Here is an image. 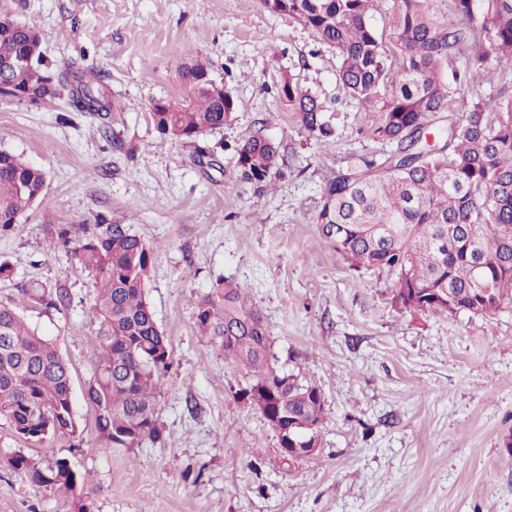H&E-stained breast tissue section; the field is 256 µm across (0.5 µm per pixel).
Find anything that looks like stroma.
Wrapping results in <instances>:
<instances>
[{
	"label": "stroma",
	"instance_id": "stroma-1",
	"mask_svg": "<svg viewBox=\"0 0 512 512\" xmlns=\"http://www.w3.org/2000/svg\"><path fill=\"white\" fill-rule=\"evenodd\" d=\"M0 20L37 28L52 67L79 61L120 107L107 120L64 99L0 96V150L46 174L42 197L0 235V260L13 267L0 302L17 301L27 281L68 288L67 308L18 310L69 363L82 431L75 448L31 443L0 421V461L70 458L90 476L91 512H512V312H403L392 273L351 269L320 234L326 175L382 147L360 135L359 105L310 30L260 0H0ZM196 55L235 110L193 144L160 136L149 105L178 95V72ZM286 73L325 100L329 141L311 139L279 99ZM258 130L285 155L267 193L237 176L234 149ZM201 148L213 165L199 164ZM100 215L157 246L147 297L171 349L161 445L103 451L87 399L94 281L49 240L61 224L81 235ZM219 277L247 287L273 366L320 389L315 457L282 462L276 432L239 396L250 375L199 334L192 301ZM0 512L74 509L0 468Z\"/></svg>",
	"mask_w": 512,
	"mask_h": 512
}]
</instances>
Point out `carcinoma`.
Wrapping results in <instances>:
<instances>
[{"mask_svg": "<svg viewBox=\"0 0 512 512\" xmlns=\"http://www.w3.org/2000/svg\"><path fill=\"white\" fill-rule=\"evenodd\" d=\"M275 14L297 20L338 60L337 77L363 109L360 134L392 146L386 156L352 155L324 181L316 223L321 235L356 270L395 276V304L409 313L484 317L512 309V0H262ZM15 62L6 85L37 104L67 98L77 112L110 113L100 81L76 62L45 64L35 28L0 22V59ZM498 77L487 98L459 110L464 87ZM208 62L194 59L180 76V93L151 113L156 131L194 142L224 128L234 100L211 88ZM279 97L308 135H334L324 103L282 76ZM461 116H456L457 112ZM437 134L434 146L415 136ZM241 180L264 190L284 164L281 144L258 130L235 147ZM46 177L20 156L0 150V234L8 233L40 198ZM482 239L484 269L466 245ZM53 247L96 283L90 354L95 373L87 398L96 414L100 446L138 448L162 439L156 409L170 350L147 300L154 247L125 224L98 218L73 238L58 228ZM19 301L46 311L71 303L68 290L38 281L17 288ZM198 331L224 359L252 374L241 397L280 433L279 445L314 438L321 424V391L293 373L270 368L271 342L261 313L245 289L219 279L195 300ZM0 420L32 442L79 434L68 363L30 330L11 304H0ZM5 464L32 482L72 495L87 512V480L58 458L42 468L16 452Z\"/></svg>", "mask_w": 512, "mask_h": 512, "instance_id": "carcinoma-1", "label": "carcinoma"}]
</instances>
